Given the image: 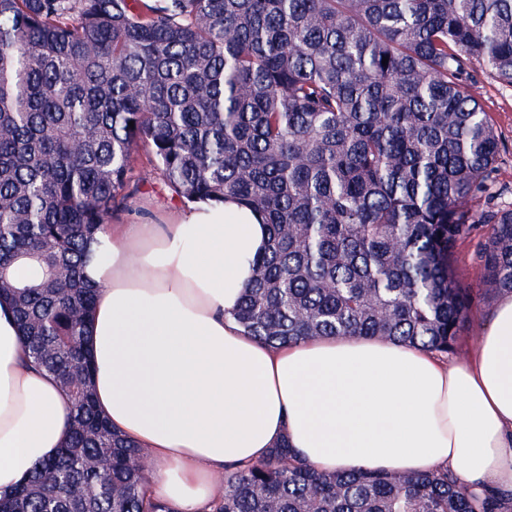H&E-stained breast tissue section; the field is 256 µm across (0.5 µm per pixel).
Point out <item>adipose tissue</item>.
I'll return each instance as SVG.
<instances>
[{
    "label": "adipose tissue",
    "mask_w": 512,
    "mask_h": 512,
    "mask_svg": "<svg viewBox=\"0 0 512 512\" xmlns=\"http://www.w3.org/2000/svg\"><path fill=\"white\" fill-rule=\"evenodd\" d=\"M89 274L96 403L149 451L152 496L204 512L225 465L280 440L319 471H452L477 494H512V296L500 298L462 362L378 338L273 348L232 317L265 239L235 201H202L168 224L106 229ZM71 400L33 369L0 304V496L68 436Z\"/></svg>",
    "instance_id": "1"
}]
</instances>
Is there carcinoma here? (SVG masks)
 <instances>
[{
  "label": "carcinoma",
  "instance_id": "1",
  "mask_svg": "<svg viewBox=\"0 0 512 512\" xmlns=\"http://www.w3.org/2000/svg\"><path fill=\"white\" fill-rule=\"evenodd\" d=\"M471 64L512 85V0H0V300L72 401L66 444L0 512H178L98 413L88 349L86 267L141 148L182 200L262 216L233 312L244 333L454 352L474 302L454 252L473 225H491L485 294L512 295V208L469 207L499 155ZM207 512H512V498L447 469L322 473L282 440L224 465Z\"/></svg>",
  "mask_w": 512,
  "mask_h": 512
}]
</instances>
